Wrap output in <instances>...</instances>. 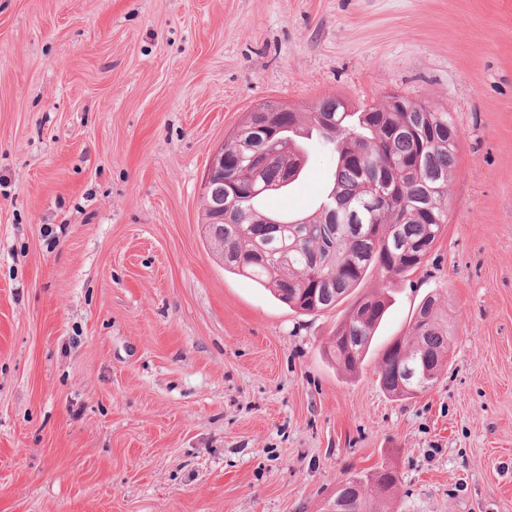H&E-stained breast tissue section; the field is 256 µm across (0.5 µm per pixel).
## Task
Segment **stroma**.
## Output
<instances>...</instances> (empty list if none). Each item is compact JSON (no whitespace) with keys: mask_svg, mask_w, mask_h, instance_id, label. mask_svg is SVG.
Instances as JSON below:
<instances>
[{"mask_svg":"<svg viewBox=\"0 0 512 512\" xmlns=\"http://www.w3.org/2000/svg\"><path fill=\"white\" fill-rule=\"evenodd\" d=\"M394 92L461 132L424 264L359 370L209 251L202 179L257 106ZM267 206L308 214L334 157ZM438 298L437 384L383 349ZM387 512H512V0H0V512H328L350 476ZM451 329L448 321L438 315L436 299L428 297L414 316L409 333L391 342L382 351L378 379L381 387L396 398L411 399L434 387L433 381L425 385H413L404 389L400 383L401 371L407 356L421 361L429 377L440 375L448 363V342ZM403 383L412 384L425 373L418 370L417 363L407 364L403 371ZM399 479L393 471L376 469L363 476L349 478L336 492V497L342 500L338 504H332L330 511L351 512L354 504V512H376L373 504L377 499H387L393 495Z\"/></svg>","mask_w":512,"mask_h":512,"instance_id":"1","label":"stroma"}]
</instances>
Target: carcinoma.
Returning <instances> with one entry per match:
<instances>
[{"label": "carcinoma", "mask_w": 512, "mask_h": 512, "mask_svg": "<svg viewBox=\"0 0 512 512\" xmlns=\"http://www.w3.org/2000/svg\"><path fill=\"white\" fill-rule=\"evenodd\" d=\"M283 145L259 151L225 142L224 270L269 289L302 314L333 309L377 270L389 282L419 268L448 220V187L456 166L458 129L446 112L420 107L394 112L377 104L359 112L325 97L308 112L284 113ZM314 137L336 159L331 185L311 214L290 220L265 212L262 198L288 190L306 164L301 140ZM257 170L258 189L231 203L230 188L243 169ZM388 298L355 299L336 326L326 352L355 372L363 363ZM451 329L436 299L423 301L409 333L382 351L378 379L396 398L411 399L434 387H402L405 358L424 361L428 376L448 363ZM399 479L376 469L349 478L336 497L355 512H375L378 499L393 495Z\"/></svg>", "instance_id": "cac0c4a2"}]
</instances>
